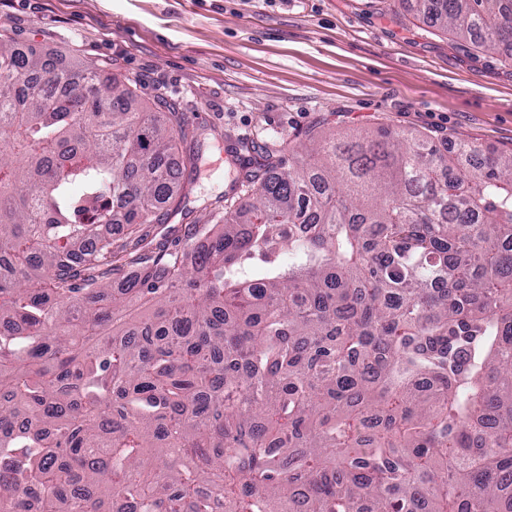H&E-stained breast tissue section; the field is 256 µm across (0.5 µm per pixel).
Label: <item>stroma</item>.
<instances>
[{
    "label": "stroma",
    "mask_w": 512,
    "mask_h": 512,
    "mask_svg": "<svg viewBox=\"0 0 512 512\" xmlns=\"http://www.w3.org/2000/svg\"><path fill=\"white\" fill-rule=\"evenodd\" d=\"M0 37L94 61L147 111L215 133L180 161L194 216L227 194L232 149L292 151L306 131L430 132L512 153V61L457 39L415 0H0Z\"/></svg>",
    "instance_id": "stroma-1"
}]
</instances>
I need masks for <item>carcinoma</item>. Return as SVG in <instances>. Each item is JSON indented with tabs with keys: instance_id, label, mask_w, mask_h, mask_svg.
Wrapping results in <instances>:
<instances>
[{
	"instance_id": "carcinoma-1",
	"label": "carcinoma",
	"mask_w": 512,
	"mask_h": 512,
	"mask_svg": "<svg viewBox=\"0 0 512 512\" xmlns=\"http://www.w3.org/2000/svg\"><path fill=\"white\" fill-rule=\"evenodd\" d=\"M416 2L512 60V0ZM134 100L0 42V512H512V154L243 143L187 259L201 133Z\"/></svg>"
}]
</instances>
